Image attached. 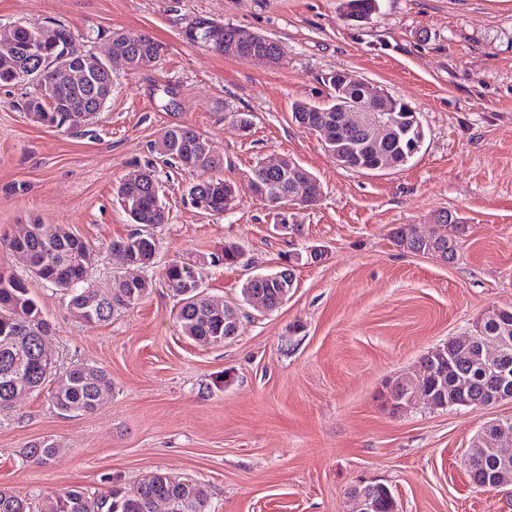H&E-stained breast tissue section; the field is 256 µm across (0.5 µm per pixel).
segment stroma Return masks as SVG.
I'll return each mask as SVG.
<instances>
[{
  "label": "stroma",
  "instance_id": "1",
  "mask_svg": "<svg viewBox=\"0 0 512 512\" xmlns=\"http://www.w3.org/2000/svg\"><path fill=\"white\" fill-rule=\"evenodd\" d=\"M342 0H0V28L60 22L86 51L104 55L112 32L146 35L160 59L112 72V98L79 132L19 111L25 85L0 86V271L27 263L5 238L19 225H66L91 253L90 287L111 288L108 251L132 229L116 191L160 156L162 131L208 137L236 180L257 162L288 156L322 186L316 205L286 206L297 232L275 230L266 202L241 191L205 216L187 196L190 175L160 170L169 221L152 227V284L134 308L90 326L68 295L33 293L51 326L62 372L90 364L112 379L95 412L59 414L50 387L23 396L0 426V488L41 505L80 486L100 494L163 472L200 484L213 512H351V488L391 487L398 512H512V483L473 485L463 460L512 399L488 407L390 412L388 383L429 351L476 334L488 308H512V0H382L368 23L341 17ZM257 30L283 54L240 61L190 42L196 17ZM353 72L418 113L420 151L402 169L340 168L320 138L292 120L296 100L319 101L333 72ZM249 112L241 130L231 113ZM464 218L455 262L399 249L390 232L433 230L437 211ZM241 246L238 266L206 265L209 294L241 301L243 281L294 260L297 286L278 309L246 307L237 333L209 347L184 336L165 268ZM311 246L325 251L307 263ZM58 444L47 463L23 460L29 443Z\"/></svg>",
  "mask_w": 512,
  "mask_h": 512
}]
</instances>
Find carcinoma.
<instances>
[{"label": "carcinoma", "mask_w": 512, "mask_h": 512, "mask_svg": "<svg viewBox=\"0 0 512 512\" xmlns=\"http://www.w3.org/2000/svg\"><path fill=\"white\" fill-rule=\"evenodd\" d=\"M342 8L343 19L365 22L379 10L380 0H343ZM36 33L35 24L14 25L12 34L19 49L13 57H0V86L29 85L31 91L24 101V108L29 110L35 103L38 111L29 112L28 116L53 128L54 121L46 119V116H61L64 110L49 93V86L56 81L60 65L66 63L80 67L86 63L90 52L80 47L71 29L65 25H57L54 44L33 49L30 41ZM115 35L118 47L134 62V72L161 57L160 44L147 36L139 42H130L123 39V34L118 31ZM324 84L330 89L329 100L324 104L297 101L292 106V117L298 126L318 133L328 155L340 156L346 169L355 172L380 171L387 159L392 170L408 164L411 152L420 149L425 138L417 112L405 102L391 98L387 102L388 116L407 134L397 144L378 147L362 135L346 133L336 125V115L342 112L346 101L359 89L351 88L341 72L329 74ZM161 137L169 142L168 153L161 154L162 163L175 166L196 178L189 187L188 196L205 198L215 214H224V199H234L238 192L236 182L222 177L224 157L209 147L208 138L182 126L166 128ZM160 192L155 166L149 164L141 179L120 183L117 198L131 223L154 226L168 221ZM434 223L438 224V229L425 238L417 236L412 228L404 225L392 229L391 238L403 250L430 254L449 262L458 252L466 224L462 218L448 212L437 213ZM8 245L13 250L24 249L31 266L24 278L0 273V426L10 420L21 394L37 390L48 382L53 384V405L61 414L78 416L98 410L112 393V379L104 371L88 365H76L64 375L55 376L41 359L40 345L49 335L50 327L42 318L31 288L38 283L69 293L73 313L85 323L96 326L110 321L115 311L138 305L147 296L150 283L144 280L140 286L131 288L119 275L107 293L86 286L90 252L82 239L68 231L46 237L41 233V225L31 224L24 239L12 237ZM109 251L120 266L131 254L148 267L156 257V242L150 234L140 235L133 231L112 241ZM241 258V248L230 244L224 246V254L213 263L233 267ZM196 274L200 276L202 272L196 273L194 267L179 262L170 263L165 270L168 288L180 305L177 322L183 335L193 340L205 338L222 345L227 330L238 328L239 308L226 303L220 305L214 296L205 292V288H195ZM281 281L288 288H294V270L284 267L279 272L249 277L242 284L241 295L245 298L252 293H262L269 298L271 307L277 309L282 305ZM19 309L28 315V320L23 323L14 320ZM504 323L512 326V309L502 311L498 318L483 321L482 335L491 342L497 341ZM478 347L477 339L471 336L453 338L442 346L451 354V363L446 366L443 390L435 392L432 407H453L449 399L456 395L460 381L464 382L469 398L482 400L488 395L492 382L478 359ZM56 451L55 441L44 437L24 448L22 456L45 463ZM498 467L499 456L491 452L482 457L480 463L466 468V472L476 484ZM156 499L168 501L170 512H209L208 497L201 485L176 481L162 472L148 475L127 491L118 488L95 495L79 486L67 487L47 496L39 508L33 506L25 495L0 488V512H151L149 504Z\"/></svg>", "instance_id": "carcinoma-1"}]
</instances>
